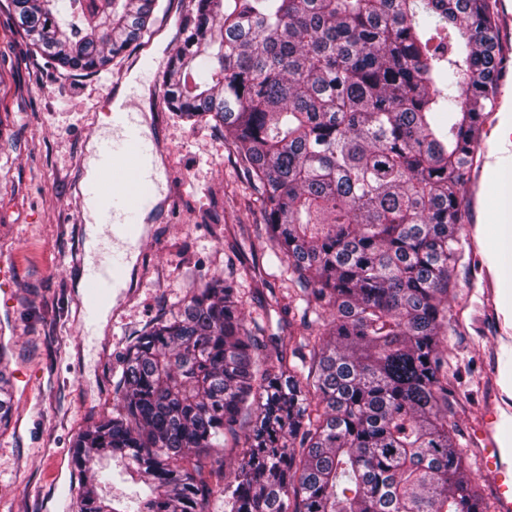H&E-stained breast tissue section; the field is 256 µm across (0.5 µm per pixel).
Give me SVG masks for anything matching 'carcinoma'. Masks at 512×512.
Returning <instances> with one entry per match:
<instances>
[{
	"label": "carcinoma",
	"mask_w": 512,
	"mask_h": 512,
	"mask_svg": "<svg viewBox=\"0 0 512 512\" xmlns=\"http://www.w3.org/2000/svg\"><path fill=\"white\" fill-rule=\"evenodd\" d=\"M51 68L96 73L154 36L158 0H6ZM166 103L224 129L286 287L255 268L187 293L126 348L119 408L78 434L74 512H490L448 388L460 192L495 92L491 0H193ZM0 371V426L9 416ZM237 455L231 472L224 453ZM270 283L266 287H264L263 292L262 287H260V293L254 294V297H249L247 300V304L244 308L245 316L250 319V317H255L259 322L265 325L267 332L266 334H276L284 336L283 333L278 330V323L280 318L282 321L284 319V315L280 313L279 310H268L266 308V300L270 296V288L275 289V292L278 294L280 289L283 288L282 283L279 279L267 278ZM265 308L267 312L265 311ZM104 494L114 497L124 499L128 501L131 512L136 510V504L134 503L135 499V488L129 484L122 482L118 477H111L107 481L101 480V484L99 485Z\"/></svg>",
	"instance_id": "obj_1"
}]
</instances>
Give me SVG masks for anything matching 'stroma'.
I'll list each match as a JSON object with an SVG mask.
<instances>
[{
	"mask_svg": "<svg viewBox=\"0 0 512 512\" xmlns=\"http://www.w3.org/2000/svg\"><path fill=\"white\" fill-rule=\"evenodd\" d=\"M159 36L149 47L152 74L117 61L99 73H60L14 33L0 10V256L15 271L13 307L0 308V342L10 353L12 419L0 429V512H70L52 493L71 477L76 436L116 404L112 375L125 349L190 284L224 278L232 264L266 258L256 237L259 211L242 204L251 188L228 152L222 129L177 119L152 95L179 44L191 0H162ZM138 83L136 107L161 146V208L144 222L145 239L126 267L125 297L97 336L79 334L72 300L83 282L71 254L87 233L72 204L89 143L100 133L120 85ZM472 253L453 271L448 304V383L462 446L480 421L490 387L495 328L480 308L483 289Z\"/></svg>",
	"mask_w": 512,
	"mask_h": 512,
	"instance_id": "35a3bbf8",
	"label": "stroma"
}]
</instances>
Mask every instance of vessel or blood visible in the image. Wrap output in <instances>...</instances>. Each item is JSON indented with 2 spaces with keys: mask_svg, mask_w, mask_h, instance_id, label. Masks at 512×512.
Returning a JSON list of instances; mask_svg holds the SVG:
<instances>
[{
  "mask_svg": "<svg viewBox=\"0 0 512 512\" xmlns=\"http://www.w3.org/2000/svg\"><path fill=\"white\" fill-rule=\"evenodd\" d=\"M497 40L500 46L498 88L494 102L500 112L499 133L481 141L476 149L480 166L471 173L473 196L494 185L496 170L512 164V0L496 2ZM112 135L100 140L98 161L102 179L78 183L75 207L96 202L102 235L82 238L72 265L84 276V288L74 300L75 319L87 331L96 329L101 309L120 301V288L130 254L139 249L144 235L139 223L143 212L157 209L151 186L156 182L153 160L159 146L144 129L146 117L131 102L111 109ZM475 252L489 265L484 273L483 318L497 330L491 360L492 393L485 415L470 440L483 458V478L491 486L497 512H512V376L502 362L512 357V303L502 296L505 283L499 275L505 249L470 239Z\"/></svg>",
  "mask_w": 512,
  "mask_h": 512,
  "instance_id": "b4317fda",
  "label": "vessel or blood"
}]
</instances>
